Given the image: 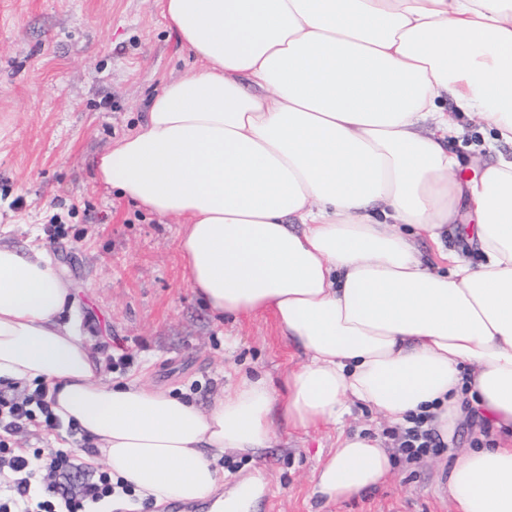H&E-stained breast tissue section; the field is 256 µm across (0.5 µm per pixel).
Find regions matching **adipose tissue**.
I'll return each instance as SVG.
<instances>
[{"label": "adipose tissue", "mask_w": 512, "mask_h": 512, "mask_svg": "<svg viewBox=\"0 0 512 512\" xmlns=\"http://www.w3.org/2000/svg\"><path fill=\"white\" fill-rule=\"evenodd\" d=\"M203 66L167 82L146 119L94 161L97 180L172 217L187 282L222 316L269 312L306 355L283 402L242 379L208 409L138 380H105L42 248L0 243V378L50 382L54 410L113 477L160 504L210 496L225 453L268 447L274 405L294 427L360 404L429 414L452 439L470 397L498 446L448 474L455 512H512V154L468 168L443 108L512 145V0H162ZM458 231L474 266L415 237ZM378 441L341 435L315 492L386 479Z\"/></svg>", "instance_id": "1"}]
</instances>
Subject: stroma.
<instances>
[{"mask_svg": "<svg viewBox=\"0 0 512 512\" xmlns=\"http://www.w3.org/2000/svg\"><path fill=\"white\" fill-rule=\"evenodd\" d=\"M198 64L170 31L158 0H0V242L46 248L72 288L69 314L104 375L169 388L208 408L242 378H265L284 399L304 360L272 315L220 317L189 287L181 227L108 193L93 161L133 132L152 95ZM122 354L126 362L113 366ZM260 456L228 454L225 488L253 477L255 512H453L445 489L459 452L476 447V417L420 462L400 455L396 424L355 405L343 428L302 430L271 414ZM378 439L393 459L387 483L327 501L314 473L339 432ZM17 447L71 454L66 483L105 466L61 432L28 427Z\"/></svg>", "mask_w": 512, "mask_h": 512, "instance_id": "35a3bbf8", "label": "stroma"}]
</instances>
